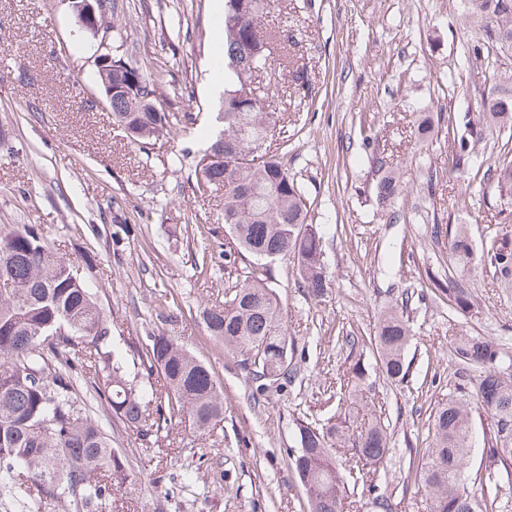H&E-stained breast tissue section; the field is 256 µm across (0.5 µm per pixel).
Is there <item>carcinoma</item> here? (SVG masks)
Returning a JSON list of instances; mask_svg holds the SVG:
<instances>
[{
    "label": "carcinoma",
    "mask_w": 512,
    "mask_h": 512,
    "mask_svg": "<svg viewBox=\"0 0 512 512\" xmlns=\"http://www.w3.org/2000/svg\"><path fill=\"white\" fill-rule=\"evenodd\" d=\"M278 0H224L217 35L224 43V97L217 120L222 129L209 134L197 161L195 179L202 194L224 196V227L234 254L265 260L293 257L309 300L320 302L330 289L318 227L308 222L306 194L279 154L267 145L276 127L279 84L271 63L293 69L296 89L308 79L286 51L276 56L273 35L261 18L278 8ZM468 17L483 32L470 46L480 61L485 51H512V0H465ZM112 121L126 125L124 137L143 147L168 132L171 113L159 100L155 79L134 65L129 54L112 55ZM512 136V75L492 78L482 99L478 121L469 136L453 143L448 170L469 166L476 142L486 135ZM372 162L381 174L378 200L393 198L398 184L384 157ZM484 188L512 202V160L486 157ZM448 250L461 271L468 270L473 246L468 225L448 236ZM484 257L504 279L512 277V238L495 235L485 241ZM263 263L244 275L222 307L206 308L200 319L208 336L238 358L239 365L264 394L282 388L295 376L292 342ZM456 309L467 311L472 291L460 279L445 288ZM412 329L399 305L380 315L367 337L376 365L392 384L407 382L406 350ZM458 363L477 373L472 391L435 410L432 440L418 453L415 475L424 489L428 512H475L476 501L463 479L470 453L471 404L491 416L482 484L483 497L496 499L502 474L512 468V357L479 336H464L455 347ZM140 371L131 373L125 354L112 347V330L94 294L69 260L50 250L39 228L23 224L0 236V496L39 512L42 500L32 490L80 510L92 509L112 493V482L127 479L119 451L112 447L107 425L117 420L147 436L162 432L176 414L205 437L224 420V391L208 363L190 353L178 339L162 332L145 336L136 348ZM93 370V399L107 407L110 420L90 416L76 393L79 371ZM358 396L326 424L298 426V448L287 456L305 491L308 512H344L348 485L336 463L334 442L349 435ZM388 425L374 419L352 438L362 466L374 467L388 452Z\"/></svg>",
    "instance_id": "cac0c4a2"
}]
</instances>
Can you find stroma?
Wrapping results in <instances>:
<instances>
[{
    "label": "stroma",
    "instance_id": "1",
    "mask_svg": "<svg viewBox=\"0 0 512 512\" xmlns=\"http://www.w3.org/2000/svg\"><path fill=\"white\" fill-rule=\"evenodd\" d=\"M270 18L311 80L308 98L286 96L280 118L291 139L281 154L302 184L308 221L322 235L333 276L329 295L308 300L293 259L271 264L295 376L254 399L236 358L207 336L204 308L223 304L253 257L224 258V200L196 189L194 168L216 127L224 54L216 29L224 0H117L104 35L80 32L69 0H0V234L39 225L52 250L72 260L126 348L147 333L178 336L211 365L224 389V421L211 436L187 418L142 438L113 423L126 482L98 512H306L286 455L300 420L326 421L367 368L364 401L351 427L373 415L389 426V455L372 484H358L345 512H426L411 459L426 447L433 414L469 384L455 362L456 338L479 336L512 355V280L483 257L487 236L512 235L496 194L449 173L455 137L477 116L489 88L465 54L481 39L463 0H285ZM129 48L172 102L167 135L143 152L112 124L95 81L96 55ZM197 119L186 123V113ZM431 132L416 143L421 116ZM400 181L389 209L375 200L373 153ZM468 225L473 304L452 309L435 281L459 278L448 225ZM408 297L413 336L410 383L391 385L371 345L388 303Z\"/></svg>",
    "mask_w": 512,
    "mask_h": 512
}]
</instances>
